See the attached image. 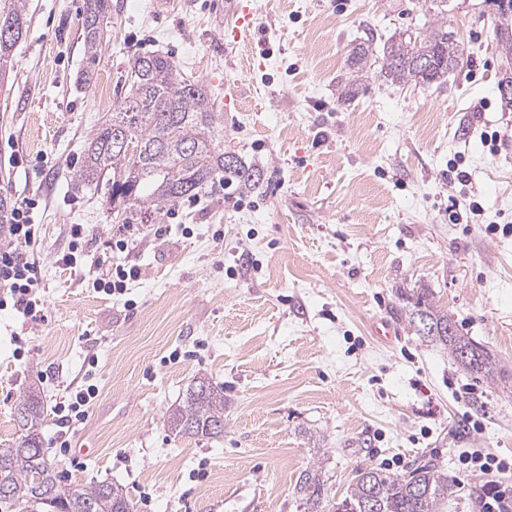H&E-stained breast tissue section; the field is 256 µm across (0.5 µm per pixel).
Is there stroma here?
<instances>
[{"label": "stroma", "mask_w": 512, "mask_h": 512, "mask_svg": "<svg viewBox=\"0 0 512 512\" xmlns=\"http://www.w3.org/2000/svg\"><path fill=\"white\" fill-rule=\"evenodd\" d=\"M83 2L27 0V35L0 73V192L38 203L47 316L0 310V448L37 390L61 475L122 486L137 512H303L296 480L317 459L336 495L365 466L402 475L433 456L453 475L474 448L512 461V232L488 230L512 224V111L497 89L512 57L490 0H448L464 62L443 83L374 76L345 102L350 48L415 30L434 0H245L246 27L235 0H169L162 15L154 0H112L87 85ZM151 53L209 87L220 148L270 179L140 221L123 260L141 274L109 296L93 282L129 216L72 174L130 60ZM473 199L476 223L449 221ZM75 224L88 243L70 269L57 256ZM419 288L489 351L494 379L419 335L405 313ZM202 373L224 388V436H174L166 413ZM88 378L98 395L56 447L55 410Z\"/></svg>", "instance_id": "1"}]
</instances>
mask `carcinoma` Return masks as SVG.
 Instances as JSON below:
<instances>
[{"label":"carcinoma","mask_w":512,"mask_h":512,"mask_svg":"<svg viewBox=\"0 0 512 512\" xmlns=\"http://www.w3.org/2000/svg\"><path fill=\"white\" fill-rule=\"evenodd\" d=\"M497 6L496 33L501 52L512 54V0H493ZM111 0H85L83 38L87 67L85 83L94 79L95 63L102 46V27ZM15 25L5 38L0 33V71L12 56L28 29L26 0H0V15ZM374 37L350 49L347 62L353 80L340 92L347 98L355 93L357 81L369 71L393 82L432 85L463 63L459 42L445 23L422 27L417 35L395 40L375 56ZM126 95L85 145L82 159L73 173L79 189L99 185L112 177L109 199L124 210L139 215L159 214L183 198L226 186L254 192L267 182V171L247 166L237 157L229 162L216 144V113L211 92L199 82L180 75L165 56L143 54L130 63L125 77ZM127 133L125 147L112 145L118 129ZM418 332L448 349L464 369L490 374L494 362L486 349L458 334L455 324L433 303L426 288L417 292L409 314ZM20 442L14 448H0V502L8 501L30 512H134L127 493L110 482L78 486L65 481L42 446L40 429L44 406L30 393L14 408ZM166 424L180 437L219 438L224 435V388L213 385L202 374L188 387L183 401L167 414ZM454 482L434 459H421L406 474L392 475L366 466L359 469L356 482L340 498L324 487L322 467L315 462L304 469L297 492L304 512H363L370 501L378 512H439V505L452 493Z\"/></svg>","instance_id":"carcinoma-1"}]
</instances>
